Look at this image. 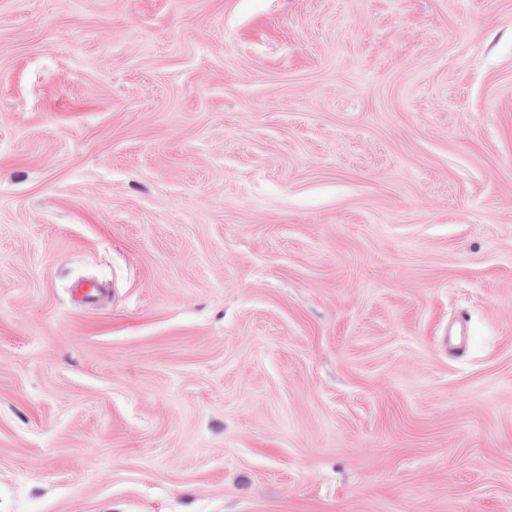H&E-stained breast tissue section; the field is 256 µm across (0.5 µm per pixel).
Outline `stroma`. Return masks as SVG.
<instances>
[{
	"label": "stroma",
	"instance_id": "35a3bbf8",
	"mask_svg": "<svg viewBox=\"0 0 512 512\" xmlns=\"http://www.w3.org/2000/svg\"><path fill=\"white\" fill-rule=\"evenodd\" d=\"M0 512H512V0H0Z\"/></svg>",
	"mask_w": 512,
	"mask_h": 512
}]
</instances>
